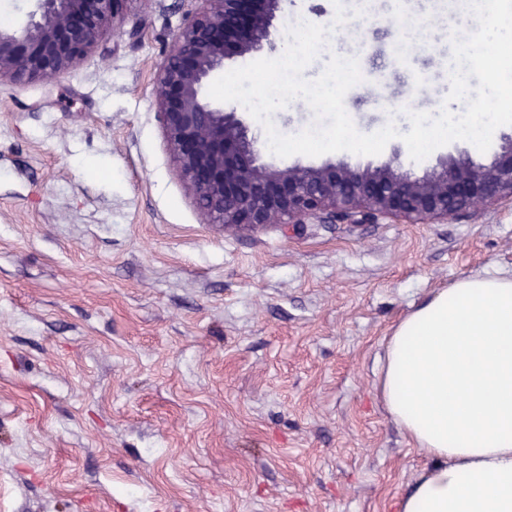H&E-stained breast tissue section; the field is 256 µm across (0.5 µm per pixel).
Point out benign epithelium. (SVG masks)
<instances>
[{
  "label": "benign epithelium",
  "mask_w": 512,
  "mask_h": 512,
  "mask_svg": "<svg viewBox=\"0 0 512 512\" xmlns=\"http://www.w3.org/2000/svg\"><path fill=\"white\" fill-rule=\"evenodd\" d=\"M12 28L0 27V77L50 79L94 47L104 27L120 30L131 0H34ZM186 16L156 82L159 118L177 172L198 209L226 230L277 225L350 224L393 217L446 222L459 213L512 200V134L487 164L451 153L421 177L400 161L380 166L326 162L273 166L261 160L237 109L204 90L234 56L260 52L284 0H201Z\"/></svg>",
  "instance_id": "benign-epithelium-1"
}]
</instances>
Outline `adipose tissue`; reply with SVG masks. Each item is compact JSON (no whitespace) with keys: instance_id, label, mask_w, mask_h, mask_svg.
Instances as JSON below:
<instances>
[{"instance_id":"adipose-tissue-1","label":"adipose tissue","mask_w":512,"mask_h":512,"mask_svg":"<svg viewBox=\"0 0 512 512\" xmlns=\"http://www.w3.org/2000/svg\"><path fill=\"white\" fill-rule=\"evenodd\" d=\"M376 389L428 459L396 512H512V274L428 295L388 336Z\"/></svg>"}]
</instances>
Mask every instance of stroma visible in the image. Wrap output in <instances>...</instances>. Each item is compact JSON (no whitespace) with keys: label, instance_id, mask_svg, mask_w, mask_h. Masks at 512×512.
<instances>
[{"label":"stroma","instance_id":"35a3bbf8","mask_svg":"<svg viewBox=\"0 0 512 512\" xmlns=\"http://www.w3.org/2000/svg\"><path fill=\"white\" fill-rule=\"evenodd\" d=\"M371 96L356 129L408 132L409 84L450 91L465 0H343ZM200 0H132L57 80L0 79V512H396L427 459L376 390L424 297L512 272V203L229 231L168 151L155 83ZM333 0H286L262 57ZM139 27L137 39L128 29ZM265 162H360L339 151Z\"/></svg>","mask_w":512,"mask_h":512}]
</instances>
